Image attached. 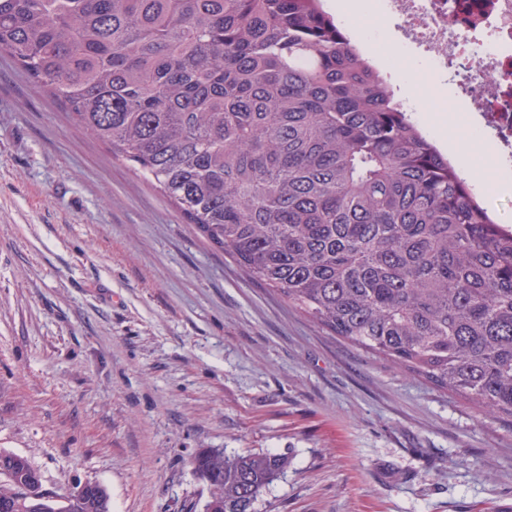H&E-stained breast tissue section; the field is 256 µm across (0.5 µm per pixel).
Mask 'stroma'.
<instances>
[{
  "instance_id": "35a3bbf8",
  "label": "stroma",
  "mask_w": 512,
  "mask_h": 512,
  "mask_svg": "<svg viewBox=\"0 0 512 512\" xmlns=\"http://www.w3.org/2000/svg\"><path fill=\"white\" fill-rule=\"evenodd\" d=\"M202 448L287 455L255 512H512L511 419L249 279L0 52V451L202 512Z\"/></svg>"
}]
</instances>
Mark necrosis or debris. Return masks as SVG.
Segmentation results:
<instances>
[{"label":"necrosis or debris","instance_id":"necrosis-or-debris-1","mask_svg":"<svg viewBox=\"0 0 512 512\" xmlns=\"http://www.w3.org/2000/svg\"><path fill=\"white\" fill-rule=\"evenodd\" d=\"M370 13L403 22L398 55L414 91L399 95L402 109L447 111L432 95L434 77L452 74L475 109L463 123L472 147L494 144L497 168L512 169V0H372Z\"/></svg>","mask_w":512,"mask_h":512}]
</instances>
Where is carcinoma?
<instances>
[{
    "label": "carcinoma",
    "mask_w": 512,
    "mask_h": 512,
    "mask_svg": "<svg viewBox=\"0 0 512 512\" xmlns=\"http://www.w3.org/2000/svg\"><path fill=\"white\" fill-rule=\"evenodd\" d=\"M0 51L152 176L253 279L393 366L512 417V225L401 110L322 0H0ZM6 512H112L105 487ZM213 512H254L288 457L203 449Z\"/></svg>",
    "instance_id": "carcinoma-1"
}]
</instances>
